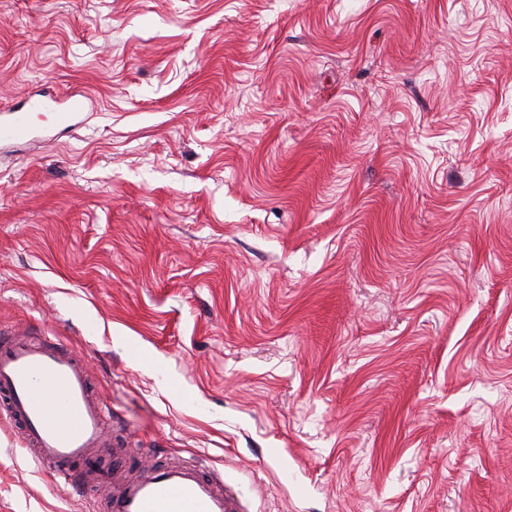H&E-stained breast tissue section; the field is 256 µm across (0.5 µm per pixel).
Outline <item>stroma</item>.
I'll list each match as a JSON object with an SVG mask.
<instances>
[{
  "label": "stroma",
  "mask_w": 512,
  "mask_h": 512,
  "mask_svg": "<svg viewBox=\"0 0 512 512\" xmlns=\"http://www.w3.org/2000/svg\"><path fill=\"white\" fill-rule=\"evenodd\" d=\"M0 336L243 512H512V0H0ZM0 417V512H96ZM10 119L6 122H0V140L20 138L27 134L28 119L26 112L19 110L9 111Z\"/></svg>",
  "instance_id": "35a3bbf8"
}]
</instances>
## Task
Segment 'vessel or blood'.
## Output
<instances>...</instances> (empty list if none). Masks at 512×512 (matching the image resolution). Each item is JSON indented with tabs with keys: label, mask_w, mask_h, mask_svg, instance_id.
Returning <instances> with one entry per match:
<instances>
[{
	"label": "vessel or blood",
	"mask_w": 512,
	"mask_h": 512,
	"mask_svg": "<svg viewBox=\"0 0 512 512\" xmlns=\"http://www.w3.org/2000/svg\"><path fill=\"white\" fill-rule=\"evenodd\" d=\"M28 131L26 113L0 122V140ZM0 413L19 427L27 449L53 479L105 486L101 512H240L223 478L175 459L133 470L134 449L111 447L112 412L91 389L83 357L62 343L0 338Z\"/></svg>",
	"instance_id": "b4317fda"
}]
</instances>
